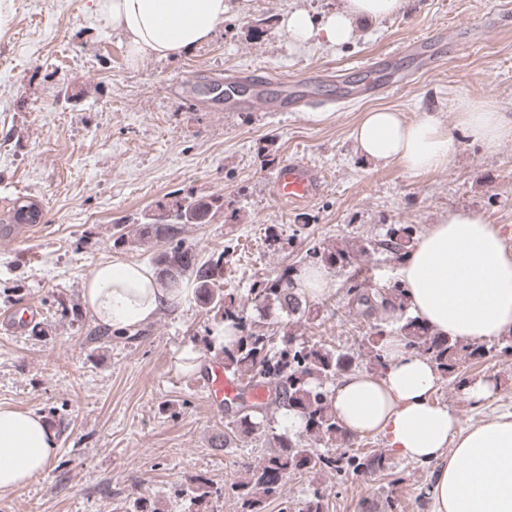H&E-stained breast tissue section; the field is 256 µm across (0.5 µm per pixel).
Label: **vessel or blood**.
<instances>
[{
	"label": "vessel or blood",
	"instance_id": "b4317fda",
	"mask_svg": "<svg viewBox=\"0 0 512 512\" xmlns=\"http://www.w3.org/2000/svg\"><path fill=\"white\" fill-rule=\"evenodd\" d=\"M404 50L426 58L432 68L445 60L444 50L435 48L427 38L409 42ZM225 81L246 89L242 98L225 102L224 109L228 112H297L304 107L317 109L335 102L334 97L319 95L322 77L316 72L289 80L266 68L246 67L226 76ZM323 186V175L317 167L294 158L276 170L267 180L265 190L278 203L292 206L309 201ZM206 388L208 402L213 407L235 400L241 391L239 382L225 371L219 360L208 366Z\"/></svg>",
	"mask_w": 512,
	"mask_h": 512
}]
</instances>
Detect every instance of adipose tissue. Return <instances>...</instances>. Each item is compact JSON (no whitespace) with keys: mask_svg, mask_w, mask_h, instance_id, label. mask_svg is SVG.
<instances>
[{"mask_svg":"<svg viewBox=\"0 0 512 512\" xmlns=\"http://www.w3.org/2000/svg\"><path fill=\"white\" fill-rule=\"evenodd\" d=\"M97 13L121 34L132 60L174 58L207 42L228 15L230 0H94ZM406 0H343L318 17L289 13L286 30L297 41H351L358 20L381 21ZM456 123L488 150L512 139V116L491 100L463 98ZM357 153L372 163L399 164L418 175L447 165L453 135L436 115L409 120L374 109L353 130ZM406 313L433 332L467 342L512 336V250L483 215L451 210L430 225L397 270ZM83 303L97 325L125 329L175 308L181 292L163 287L153 270L113 256L98 262L83 284ZM391 334L384 372L353 371L329 385V404L346 434L378 436L402 458L432 465L433 512H512V413L460 427L447 406L433 401L440 371L394 336L397 314L378 311ZM57 435L41 415L0 407V493L24 486L48 469Z\"/></svg>","mask_w":512,"mask_h":512,"instance_id":"1","label":"adipose tissue"}]
</instances>
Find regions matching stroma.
Here are the masks:
<instances>
[{"instance_id": "1", "label": "stroma", "mask_w": 512, "mask_h": 512, "mask_svg": "<svg viewBox=\"0 0 512 512\" xmlns=\"http://www.w3.org/2000/svg\"><path fill=\"white\" fill-rule=\"evenodd\" d=\"M339 0H242L211 40L178 59L132 60L125 42L95 14L92 0H16L0 31V215L14 198L39 203L41 226L0 240V406L44 415L58 450L25 486L0 493V512H129L135 497L159 512H197L185 487H220L245 478V464L274 449L266 436L222 449L227 412L206 403L203 372L218 353L224 320L200 307L183 282L177 308L130 330H108L89 316L82 286L94 265L120 256L150 263L159 246L121 232L171 209L185 196L224 205L206 224L178 236L200 257L224 256V287L247 297L253 283L281 273L305 252L380 238L408 226L421 235L448 210L484 214L512 248V139L496 151L470 142L455 121L460 98L489 99L512 113V0H409L404 13L358 23L342 46L292 40L294 9L317 16ZM449 39L434 70L398 54L409 83L356 96L323 120L297 112H219L209 77L264 66L294 77L324 70L358 77V65L417 38ZM179 83L182 97L167 88ZM414 119L438 113L457 144L445 168L417 176L360 157L353 128L371 108ZM300 158L325 185L301 205L281 208L264 189L278 164ZM292 240L281 248L282 240ZM322 301L324 317L299 325L308 339L365 358L369 325L350 313L346 270ZM31 310L22 332L7 321ZM469 379L495 375L497 399L475 408L448 384L436 399L462 427L512 411V361L466 363ZM404 481L351 479L328 512H363L394 496L397 512H431L416 500L431 468L392 457Z\"/></svg>"}]
</instances>
